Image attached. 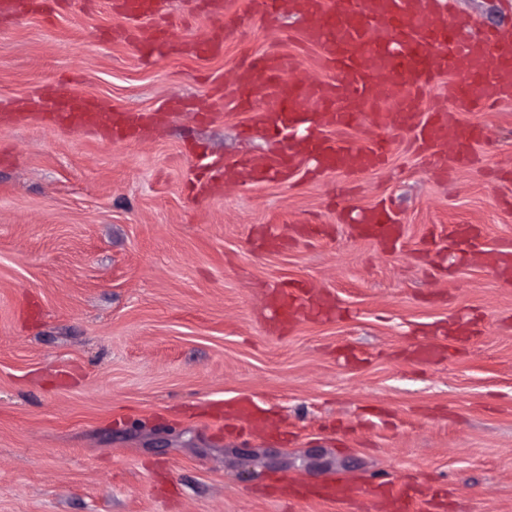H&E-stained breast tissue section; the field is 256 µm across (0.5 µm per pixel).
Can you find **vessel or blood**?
Masks as SVG:
<instances>
[{"label":"vessel or blood","mask_w":512,"mask_h":512,"mask_svg":"<svg viewBox=\"0 0 512 512\" xmlns=\"http://www.w3.org/2000/svg\"><path fill=\"white\" fill-rule=\"evenodd\" d=\"M52 0H0V14L42 15ZM213 31L208 41L181 43V50L198 57L221 55L229 36L242 24L226 15L224 0H208ZM112 9L125 24L118 37L139 57H150L175 46L162 18L161 0H112ZM292 15L302 19L303 42L315 48L333 78L297 83L287 77L295 61L269 49L243 67L230 89L229 107L247 112L248 132L282 138L286 147L236 161L242 183L284 181L301 163L323 173H361L378 168L388 151V137L409 129L427 151L446 147L456 138L455 163L471 160L484 136L476 125L460 120L461 111H486L512 101V30L469 37L472 20L452 11L448 0H262V18L272 22ZM461 76L452 89L454 106L424 111L425 90L440 76ZM21 112H48L65 116L69 125L131 137L152 114L139 111L107 112L95 99L74 94L67 87L18 99ZM370 125L377 139L363 145L339 142L335 130ZM361 235L384 244L398 240L402 229L391 213L372 206L357 218ZM473 264L496 270L512 282V247L493 252L476 251ZM292 313L312 315L329 304L318 290L291 283L276 293ZM367 491L382 512H405L417 500L424 512H440L437 492L418 485L393 491L391 482L373 479ZM313 497L349 501L353 486L332 478L319 484Z\"/></svg>","instance_id":"vessel-or-blood-1"}]
</instances>
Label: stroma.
<instances>
[{
    "instance_id": "1",
    "label": "stroma",
    "mask_w": 512,
    "mask_h": 512,
    "mask_svg": "<svg viewBox=\"0 0 512 512\" xmlns=\"http://www.w3.org/2000/svg\"><path fill=\"white\" fill-rule=\"evenodd\" d=\"M169 2L175 38H209L203 5ZM456 2L479 30L512 27V0ZM224 6L246 20L222 55L147 62L101 0L0 19V113L56 82L117 111L190 104L133 140L0 123V512H379L269 493L373 473L445 488V512H512V285L466 261L512 244V102L461 112L485 132L468 167L403 130L371 172L197 196L196 154L279 146L217 85L271 48L297 56L293 80L329 76L296 19ZM381 203L393 245L348 222ZM456 224L480 234L450 239ZM289 282L335 314L282 320L268 295ZM239 400L272 427L226 420Z\"/></svg>"
}]
</instances>
